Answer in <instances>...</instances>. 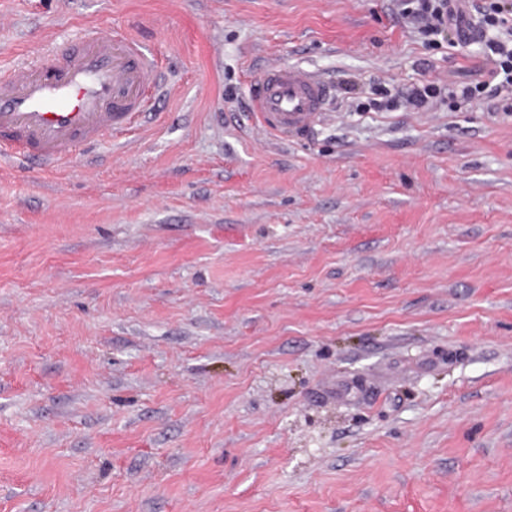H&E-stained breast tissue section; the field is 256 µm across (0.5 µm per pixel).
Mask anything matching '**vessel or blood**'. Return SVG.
Here are the masks:
<instances>
[{
  "instance_id": "1",
  "label": "vessel or blood",
  "mask_w": 512,
  "mask_h": 512,
  "mask_svg": "<svg viewBox=\"0 0 512 512\" xmlns=\"http://www.w3.org/2000/svg\"><path fill=\"white\" fill-rule=\"evenodd\" d=\"M149 87L161 89V73L143 44L96 27L76 45H50L38 65L16 62L0 76V163L43 175L91 154L153 112ZM251 103L252 119L270 137L298 141L326 118L330 90L314 70L279 63L255 79Z\"/></svg>"
}]
</instances>
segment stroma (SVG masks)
<instances>
[{"instance_id":"1","label":"stroma","mask_w":512,"mask_h":512,"mask_svg":"<svg viewBox=\"0 0 512 512\" xmlns=\"http://www.w3.org/2000/svg\"><path fill=\"white\" fill-rule=\"evenodd\" d=\"M397 3L0 0V72L97 27L167 87L0 170V512H512V113L448 96L495 32ZM273 63L335 88L310 140L250 118Z\"/></svg>"}]
</instances>
